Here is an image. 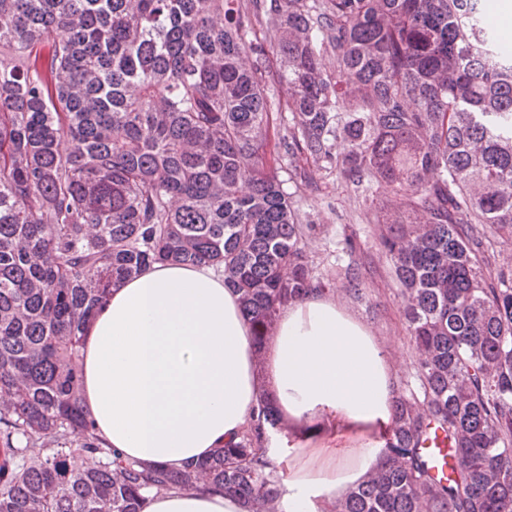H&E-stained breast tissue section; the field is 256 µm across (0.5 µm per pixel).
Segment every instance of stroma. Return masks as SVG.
I'll return each mask as SVG.
<instances>
[{
  "mask_svg": "<svg viewBox=\"0 0 512 512\" xmlns=\"http://www.w3.org/2000/svg\"><path fill=\"white\" fill-rule=\"evenodd\" d=\"M303 209L311 213L320 228L317 237L308 243L317 273L340 278L336 242L345 237L357 242L355 259L361 268L367 296L357 300L339 291L335 297L386 346L394 379L402 381L413 367L415 352L407 336L391 262L378 245L379 224L386 217L387 207L380 203L368 213L356 214L355 204L344 188L326 181L320 183L318 189L308 191Z\"/></svg>",
  "mask_w": 512,
  "mask_h": 512,
  "instance_id": "stroma-1",
  "label": "stroma"
}]
</instances>
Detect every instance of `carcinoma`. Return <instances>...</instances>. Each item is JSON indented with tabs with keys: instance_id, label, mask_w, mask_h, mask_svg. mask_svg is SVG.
I'll return each mask as SVG.
<instances>
[{
	"instance_id": "carcinoma-1",
	"label": "carcinoma",
	"mask_w": 512,
	"mask_h": 512,
	"mask_svg": "<svg viewBox=\"0 0 512 512\" xmlns=\"http://www.w3.org/2000/svg\"><path fill=\"white\" fill-rule=\"evenodd\" d=\"M310 166L367 210L392 192L378 242L416 350L385 467L334 512H512V52L485 0H0V512H143L170 489L278 512L265 394L194 468L126 460L84 406L81 348L155 263L224 273L257 343L336 291L307 252ZM343 279L365 298L357 262Z\"/></svg>"
}]
</instances>
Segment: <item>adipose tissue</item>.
I'll use <instances>...</instances> for the list:
<instances>
[{
  "mask_svg": "<svg viewBox=\"0 0 512 512\" xmlns=\"http://www.w3.org/2000/svg\"><path fill=\"white\" fill-rule=\"evenodd\" d=\"M237 294L213 268L156 263L114 288L85 330L84 399L123 458L184 469L247 429L258 388L301 446L270 436L285 466L279 512H330L382 466L394 396L377 336L336 298L312 292L256 345ZM144 512H242L221 492L149 494Z\"/></svg>",
  "mask_w": 512,
  "mask_h": 512,
  "instance_id": "obj_1",
  "label": "adipose tissue"
}]
</instances>
